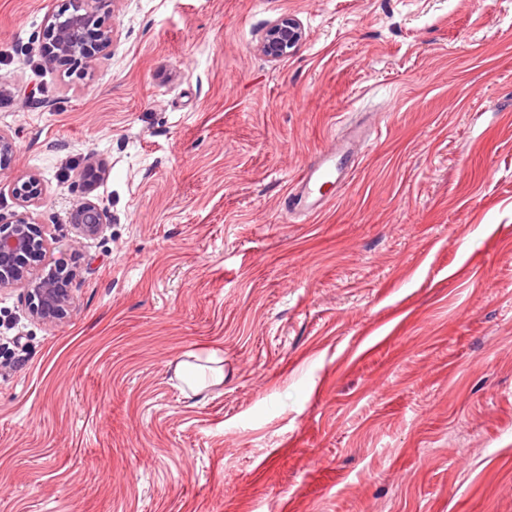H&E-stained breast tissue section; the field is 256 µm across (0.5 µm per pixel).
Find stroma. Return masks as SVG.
I'll return each instance as SVG.
<instances>
[{
	"label": "stroma",
	"mask_w": 512,
	"mask_h": 512,
	"mask_svg": "<svg viewBox=\"0 0 512 512\" xmlns=\"http://www.w3.org/2000/svg\"><path fill=\"white\" fill-rule=\"evenodd\" d=\"M61 5L0 0V129L79 270L56 325L0 291V512H512V0H117L84 81ZM343 124L346 186L288 214ZM304 36L303 28L295 19L281 18L266 30L261 51L271 60L281 59L292 54ZM70 222L80 234L95 237L104 229V210L99 202L85 199L72 209ZM176 367V378L193 394L224 382V360L211 353L206 357L190 353Z\"/></svg>",
	"instance_id": "35a3bbf8"
}]
</instances>
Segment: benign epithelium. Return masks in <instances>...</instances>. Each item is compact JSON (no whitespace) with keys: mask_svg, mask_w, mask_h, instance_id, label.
Returning a JSON list of instances; mask_svg holds the SVG:
<instances>
[{"mask_svg":"<svg viewBox=\"0 0 512 512\" xmlns=\"http://www.w3.org/2000/svg\"><path fill=\"white\" fill-rule=\"evenodd\" d=\"M117 0H65L50 13L44 24L43 40L51 59L67 67L68 76L84 80L91 76L96 60L112 47V12ZM304 39V30L293 18L273 23L264 35L261 51L278 60L292 54ZM17 145L0 130V193L7 191L23 211L0 224V290L21 288L29 315L44 324L64 320L76 307L71 288L76 270L62 263H44L48 248L46 230L36 224L28 207L45 195V187L34 172L15 168ZM80 234L95 237L104 229L100 203L85 199L70 214Z\"/></svg>","mask_w":512,"mask_h":512,"instance_id":"7a95c632","label":"benign epithelium"}]
</instances>
